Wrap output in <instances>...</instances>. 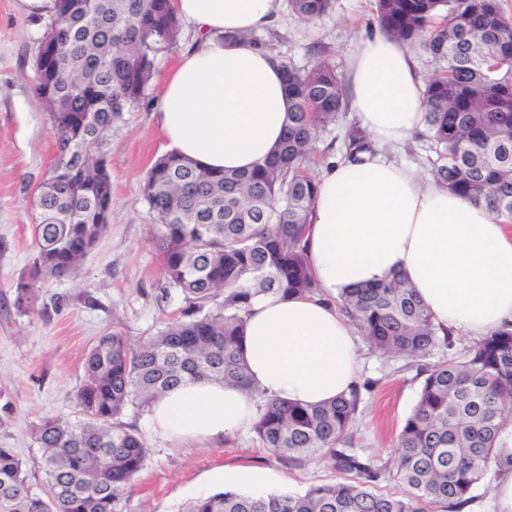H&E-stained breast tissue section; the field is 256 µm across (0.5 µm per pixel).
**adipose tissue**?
<instances>
[{"label":"adipose tissue","instance_id":"adipose-tissue-1","mask_svg":"<svg viewBox=\"0 0 512 512\" xmlns=\"http://www.w3.org/2000/svg\"><path fill=\"white\" fill-rule=\"evenodd\" d=\"M171 7L194 41L165 73L154 110L170 150L212 170L263 164L283 138L290 103L280 60L239 38L272 27L285 0ZM345 84L359 126L378 143L421 129L424 81L403 42L361 36ZM302 244L318 295L261 296L245 316L250 380L266 397L317 405L357 382L358 341L334 304L348 288L403 276L435 324L468 341L512 322V226L383 155L326 168ZM257 415L240 389L186 380L152 405L149 426L176 442L216 441Z\"/></svg>","mask_w":512,"mask_h":512}]
</instances>
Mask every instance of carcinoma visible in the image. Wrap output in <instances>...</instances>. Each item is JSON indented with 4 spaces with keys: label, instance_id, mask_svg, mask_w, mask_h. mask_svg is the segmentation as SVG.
Returning a JSON list of instances; mask_svg holds the SVG:
<instances>
[{
    "label": "carcinoma",
    "instance_id": "1",
    "mask_svg": "<svg viewBox=\"0 0 512 512\" xmlns=\"http://www.w3.org/2000/svg\"><path fill=\"white\" fill-rule=\"evenodd\" d=\"M58 0L40 40L69 26L46 105L57 131V163L38 188L39 220L31 276L16 284L13 305L34 310L36 282L73 274L106 231L102 203L112 183L101 148L123 114L146 98L158 55L172 49L179 25L169 0ZM299 19H319L333 0H289ZM385 34L436 61L425 82L424 131L436 181L512 224V22L499 0H376ZM293 107L274 157L249 172L210 171L171 151L149 169L143 194L168 287L182 296L179 315L130 342L99 337L74 395L80 417L55 415L35 429L45 489L32 492L26 464L0 448V512H116L120 493L150 456L145 438L121 421L187 378L244 389L258 398L253 432L270 453L300 466L316 459L352 475L303 493L224 490L182 512H463L475 487L512 440V325L446 360L424 363L453 341L438 334L415 288L402 276L344 291L337 298L366 347L422 362L417 403L376 467L352 449L349 431L365 382L315 406L267 399L249 380L244 315L261 294H318L301 245L316 197L311 169L319 132L347 108L343 79L320 56L299 69L283 61ZM345 158L375 152L358 125L346 131ZM400 493L380 494L381 481Z\"/></svg>",
    "mask_w": 512,
    "mask_h": 512
}]
</instances>
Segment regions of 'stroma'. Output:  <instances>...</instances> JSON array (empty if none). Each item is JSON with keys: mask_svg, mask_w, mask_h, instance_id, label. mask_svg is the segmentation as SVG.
Wrapping results in <instances>:
<instances>
[{"mask_svg": "<svg viewBox=\"0 0 512 512\" xmlns=\"http://www.w3.org/2000/svg\"><path fill=\"white\" fill-rule=\"evenodd\" d=\"M374 17L375 0H335L332 13L314 22L284 13L262 37L297 67L313 61V46H326L342 70L354 37L374 31ZM45 24V18L22 13L17 0H0V447L14 449L26 463L37 493L44 487L38 466L43 450L32 432L45 417L76 416L73 395L97 338L119 331L137 341L181 307L177 293L163 291L143 182L168 151L153 115L162 76L192 40L191 31L181 29L177 50L158 57L145 100L125 113L103 149L112 179L105 233L76 275L41 283L34 313L23 315L12 305L13 289L30 273L37 189L58 153L56 131L34 89L35 51ZM363 359L362 376L375 386L362 395L353 446L381 466L417 402L423 377L404 358L367 352ZM147 415V409L132 407L124 415L146 433L151 454L122 491L116 512H181L192 499L214 493L212 475L227 468L266 471L274 492L300 493L343 478L324 460L288 466L261 448L250 431L212 444L175 446L147 434Z\"/></svg>", "mask_w": 512, "mask_h": 512, "instance_id": "35a3bbf8", "label": "stroma"}]
</instances>
